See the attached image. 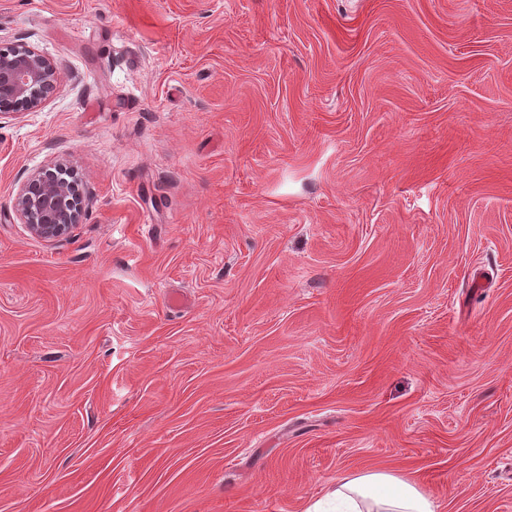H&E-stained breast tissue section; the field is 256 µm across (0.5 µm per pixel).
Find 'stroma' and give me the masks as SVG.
Returning a JSON list of instances; mask_svg holds the SVG:
<instances>
[{
	"mask_svg": "<svg viewBox=\"0 0 512 512\" xmlns=\"http://www.w3.org/2000/svg\"><path fill=\"white\" fill-rule=\"evenodd\" d=\"M19 41L61 83L0 116V512H512V0H0ZM52 165L33 172L14 198V208L29 232L54 241L68 236L86 213L89 197L77 182L62 179ZM438 504L414 482L385 471L347 474L305 512H437Z\"/></svg>",
	"mask_w": 512,
	"mask_h": 512,
	"instance_id": "stroma-1",
	"label": "stroma"
}]
</instances>
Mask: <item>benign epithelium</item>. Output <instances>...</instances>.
I'll list each match as a JSON object with an SVG mask.
<instances>
[{
	"label": "benign epithelium",
	"mask_w": 512,
	"mask_h": 512,
	"mask_svg": "<svg viewBox=\"0 0 512 512\" xmlns=\"http://www.w3.org/2000/svg\"><path fill=\"white\" fill-rule=\"evenodd\" d=\"M57 64L36 49L15 43L0 48V112L35 111L57 90ZM60 165L33 172L14 198V208L29 232L54 241L81 223L89 197L80 184L62 179Z\"/></svg>",
	"instance_id": "1"
}]
</instances>
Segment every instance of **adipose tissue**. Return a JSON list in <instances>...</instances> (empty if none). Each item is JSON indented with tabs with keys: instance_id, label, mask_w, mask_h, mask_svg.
Listing matches in <instances>:
<instances>
[{
	"instance_id": "ef3b65f1",
	"label": "adipose tissue",
	"mask_w": 512,
	"mask_h": 512,
	"mask_svg": "<svg viewBox=\"0 0 512 512\" xmlns=\"http://www.w3.org/2000/svg\"><path fill=\"white\" fill-rule=\"evenodd\" d=\"M438 504L414 482L385 471L347 474L309 502L305 512H438Z\"/></svg>"
}]
</instances>
